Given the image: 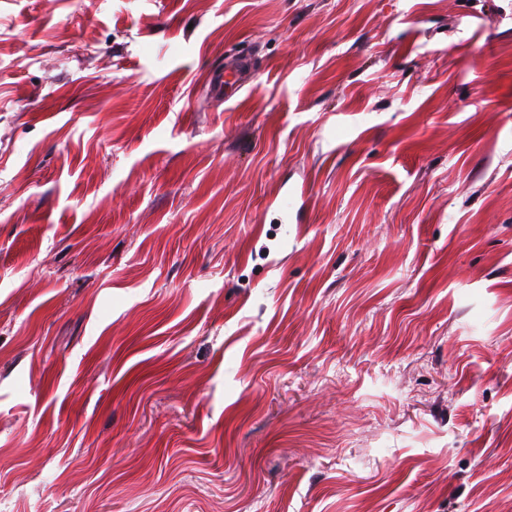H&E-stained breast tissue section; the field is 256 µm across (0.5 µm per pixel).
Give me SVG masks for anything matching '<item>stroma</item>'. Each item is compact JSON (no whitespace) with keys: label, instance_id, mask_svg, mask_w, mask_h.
Instances as JSON below:
<instances>
[{"label":"stroma","instance_id":"35a3bbf8","mask_svg":"<svg viewBox=\"0 0 512 512\" xmlns=\"http://www.w3.org/2000/svg\"><path fill=\"white\" fill-rule=\"evenodd\" d=\"M0 512H512V0H0Z\"/></svg>","mask_w":512,"mask_h":512}]
</instances>
